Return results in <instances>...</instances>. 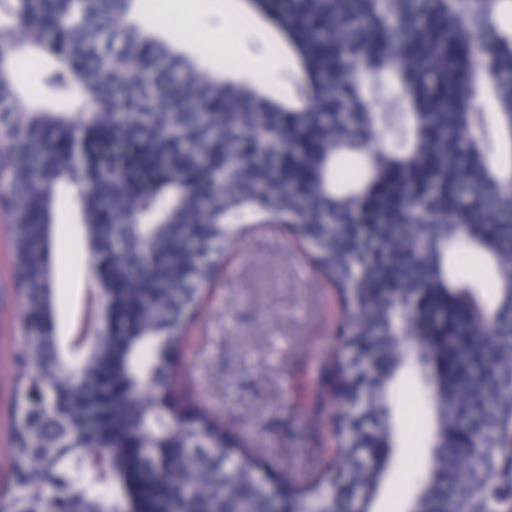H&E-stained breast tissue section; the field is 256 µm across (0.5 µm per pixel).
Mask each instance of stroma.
Instances as JSON below:
<instances>
[{
    "label": "stroma",
    "mask_w": 512,
    "mask_h": 512,
    "mask_svg": "<svg viewBox=\"0 0 512 512\" xmlns=\"http://www.w3.org/2000/svg\"><path fill=\"white\" fill-rule=\"evenodd\" d=\"M161 6L189 21L177 50L204 65L210 53L201 52L203 44L210 52H231L229 77L275 87L280 100L291 98L288 55L274 49L277 32L250 15L246 0H162ZM55 221L69 256L55 288L57 333L64 337L92 286L91 258L77 214L63 206ZM8 237L9 220L0 216V487L11 475L10 381L23 345ZM340 314L334 291L294 240L247 232L229 248L224 275L182 349L181 376L214 414L305 476L324 460L313 433V395L322 365L339 347L334 325Z\"/></svg>",
    "instance_id": "obj_1"
}]
</instances>
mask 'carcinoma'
I'll return each mask as SVG.
<instances>
[{
  "instance_id": "1",
  "label": "carcinoma",
  "mask_w": 512,
  "mask_h": 512,
  "mask_svg": "<svg viewBox=\"0 0 512 512\" xmlns=\"http://www.w3.org/2000/svg\"><path fill=\"white\" fill-rule=\"evenodd\" d=\"M246 2L288 39L286 103L224 79L228 60L202 72L135 18L142 0H0V44L13 47L0 58V211L25 336L9 425L17 493L0 512H55L61 494L69 512H368L386 482L414 485L411 512H512V0ZM24 52L65 75L48 84L54 98L80 90L79 111L25 96ZM353 60L371 85L350 77ZM382 120L395 138L373 148ZM77 137L101 170L82 192ZM61 202L107 261L99 294L112 307L72 368L52 289ZM232 224L304 242L336 290V335L371 359L361 374L339 353L325 365L315 411L328 453L306 482L176 379ZM409 383L425 400L410 477L371 460L394 448ZM338 400L361 416L326 414ZM95 447L105 469L78 471Z\"/></svg>"
}]
</instances>
